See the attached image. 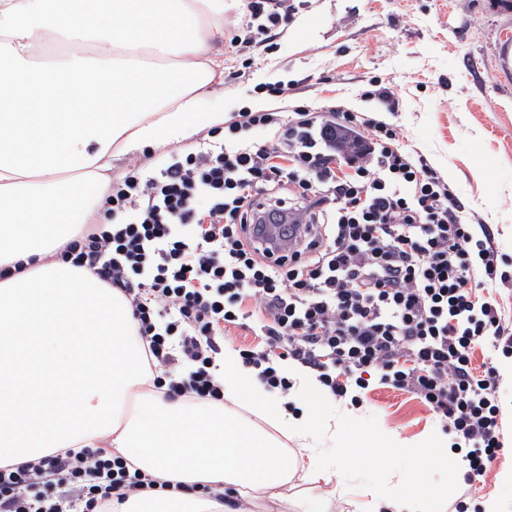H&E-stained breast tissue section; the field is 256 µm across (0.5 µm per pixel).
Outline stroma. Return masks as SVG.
Here are the masks:
<instances>
[{"mask_svg": "<svg viewBox=\"0 0 512 512\" xmlns=\"http://www.w3.org/2000/svg\"><path fill=\"white\" fill-rule=\"evenodd\" d=\"M315 38L296 36L300 24ZM253 63L242 77L213 86L201 105L232 116L245 110L335 102L361 112L383 113L406 142L426 156L455 189L465 213L488 227L499 253L512 258V9L500 0H301L281 29L276 47L251 48ZM389 82L397 109L362 96L370 80ZM281 83L271 99L261 88ZM491 363L499 385L504 449L480 483L464 482L462 451L432 465L430 453L445 440L441 423L412 393L371 383L357 422H340L324 454L340 457V481L349 490L337 512H365L368 485L392 468L420 466L428 486L446 483L448 504L466 512L492 501L512 512V355L478 346L474 367ZM419 446L414 458L401 449H377L379 429Z\"/></svg>", "mask_w": 512, "mask_h": 512, "instance_id": "obj_1", "label": "stroma"}]
</instances>
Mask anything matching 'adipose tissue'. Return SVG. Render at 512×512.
Segmentation results:
<instances>
[{"label": "adipose tissue", "mask_w": 512, "mask_h": 512, "mask_svg": "<svg viewBox=\"0 0 512 512\" xmlns=\"http://www.w3.org/2000/svg\"><path fill=\"white\" fill-rule=\"evenodd\" d=\"M243 0H0V466L86 446L163 481L112 512H334L342 469L319 454L353 407L324 414L302 366L269 392L232 347L212 374L220 400H171L154 385L124 297L58 260L133 149L223 126L201 99L223 83L217 43ZM291 442H284V435ZM296 453H289V443ZM291 464H284V455ZM227 491L226 500L214 498ZM368 512H445L443 497L373 493Z\"/></svg>", "instance_id": "ef3b65f1"}]
</instances>
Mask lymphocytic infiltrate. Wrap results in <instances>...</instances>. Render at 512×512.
Segmentation results:
<instances>
[{"instance_id": "lymphocytic-infiltrate-1", "label": "lymphocytic infiltrate", "mask_w": 512, "mask_h": 512, "mask_svg": "<svg viewBox=\"0 0 512 512\" xmlns=\"http://www.w3.org/2000/svg\"><path fill=\"white\" fill-rule=\"evenodd\" d=\"M247 9L229 40L237 56L296 7ZM209 135L153 169L130 163L58 253L124 296L166 397L219 398L210 367L226 332L254 319L259 341L239 355L270 390H291L276 364L292 361L337 401L374 378L411 392L466 449L465 480L485 478L504 447L498 378L472 353L512 348L487 293L508 276L447 180L397 126L337 105L240 112ZM157 486L84 448L0 467V512H97Z\"/></svg>"}]
</instances>
